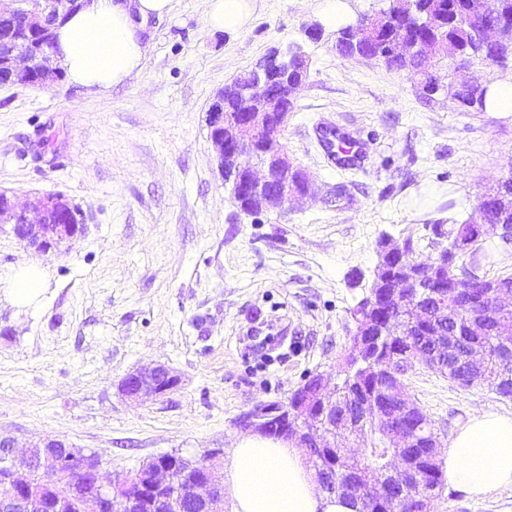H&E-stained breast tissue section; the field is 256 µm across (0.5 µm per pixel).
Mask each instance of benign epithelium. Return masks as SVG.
Instances as JSON below:
<instances>
[{"label": "benign epithelium", "mask_w": 512, "mask_h": 512, "mask_svg": "<svg viewBox=\"0 0 512 512\" xmlns=\"http://www.w3.org/2000/svg\"><path fill=\"white\" fill-rule=\"evenodd\" d=\"M92 0H0V13L12 14L23 22V29L13 30L0 37V85H22L44 89L61 75L54 64V46L43 47L44 41H53V30L69 13L88 8ZM485 20L477 32V43L488 52L498 49L505 33V21L497 18L496 3L482 0ZM417 0H392V9L361 16L347 26L353 45L348 58L375 59L367 47L378 41L380 30L389 38L387 51L406 62L405 69L418 70L415 63L426 54V45L414 35V27L406 26L416 16ZM309 58L301 47L292 46L270 55L263 66L253 70L248 82L238 79L224 85L207 112L209 140L213 146L224 187L240 210L247 214L282 213L288 204L309 194L311 179L303 173V181L295 183L291 176L297 166L288 156L281 141V133L292 112L294 94L306 76ZM497 181L482 196L495 200L505 210H512V193L501 188ZM0 224H8L15 237L40 253L57 250L60 245L81 234L77 212L62 197L46 194L36 197L25 207H18L0 193ZM419 269L406 271L392 278L384 275V260H379L369 295L359 303L356 313V331L353 340L360 341L371 326L367 312L378 308L377 301L391 299L400 305L398 321L408 329L424 319L417 300L403 297V290H425L442 300L440 307L448 312V299L437 292L436 269L448 268V252L433 250L430 261L418 262ZM454 296L463 298L470 312L469 330L475 336L485 332L489 309L484 298L454 290ZM424 360L414 358L407 363L383 361L380 374L403 383L415 365ZM181 378L166 364L137 368L128 373L119 384V391L134 401L157 399L180 389ZM364 411L388 421L386 456L378 488L383 495L385 512H399L400 497L390 493L387 480L403 473V456L407 448L415 446L413 434L396 415L379 411L375 398L367 396ZM240 426L261 435H274L301 448L340 449L346 456L344 444L336 442V425L326 421L314 404L288 401L285 404L259 403L240 420ZM0 462L9 475L0 480V487L8 494L0 496V512L17 509V487L24 486L23 503L35 512H63L68 492L54 477L68 472L67 464L76 462L82 470L95 476V490L82 499V512H105L128 509L136 503L134 493L149 492L154 506L167 507L182 500L184 490L167 467H158L148 460L124 477L107 481L101 475V464L87 456H78V449L58 439H39L30 444L26 455H15V443L10 436H0ZM217 454L209 453L196 460L200 475L191 483L190 495L201 505L202 512H224V485L216 469ZM36 471L44 474L41 481L32 480Z\"/></svg>", "instance_id": "7a95c632"}]
</instances>
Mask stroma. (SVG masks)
Here are the masks:
<instances>
[{
	"mask_svg": "<svg viewBox=\"0 0 512 512\" xmlns=\"http://www.w3.org/2000/svg\"><path fill=\"white\" fill-rule=\"evenodd\" d=\"M322 3L261 0L230 33L208 25L209 0H173L145 26L141 71L118 87L0 86V192L19 204L62 195L84 226L48 255L0 227V280L23 261L44 275L36 306L0 289V434L18 448L59 439L98 452L107 476L167 453L228 456L253 404L285 401L318 373L335 383L380 240L410 239L428 256L430 225L467 219L512 175V112L467 110L423 94L417 75L344 58L334 28L308 41ZM295 44L309 70L282 139L311 193L247 216L224 189L206 112L225 83ZM439 74L491 86L512 81V60L473 57ZM326 126L363 158L332 167L315 138ZM157 363L181 377L178 391L119 394L127 373ZM404 387L443 444L474 409L512 411L487 386L422 365ZM429 512H512V487L476 500L444 486Z\"/></svg>",
	"mask_w": 512,
	"mask_h": 512,
	"instance_id": "1",
	"label": "stroma"
}]
</instances>
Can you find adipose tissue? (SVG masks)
<instances>
[{"mask_svg":"<svg viewBox=\"0 0 512 512\" xmlns=\"http://www.w3.org/2000/svg\"><path fill=\"white\" fill-rule=\"evenodd\" d=\"M256 0H209L207 23L229 32L244 30ZM172 0H96L56 27V59L75 84L107 90L138 73L149 46L141 32L149 19L170 13ZM18 304H36L43 274L18 264L4 284ZM448 486L473 499L512 487V413L475 410L451 438L443 463ZM234 512H358L352 500L322 492L302 451L260 435L240 438L224 463Z\"/></svg>","mask_w":512,"mask_h":512,"instance_id":"adipose-tissue-1","label":"adipose tissue"}]
</instances>
